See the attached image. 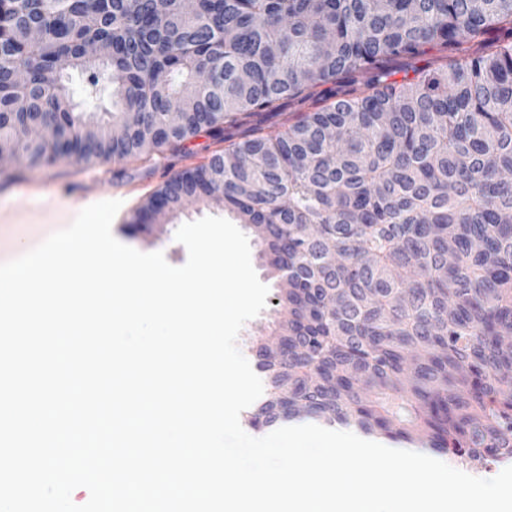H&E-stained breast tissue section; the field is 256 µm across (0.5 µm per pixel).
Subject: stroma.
Wrapping results in <instances>:
<instances>
[{
  "mask_svg": "<svg viewBox=\"0 0 512 512\" xmlns=\"http://www.w3.org/2000/svg\"><path fill=\"white\" fill-rule=\"evenodd\" d=\"M244 137L241 128L227 131L222 139L202 132L187 140L180 151L112 162L63 158L37 165L25 160L1 162L0 262L19 257L66 227L81 208L83 197L108 195L113 183L119 182L125 185L127 196L112 223L114 237L141 252H163L170 265H183L188 253L175 239L178 228L206 216H223V208L188 201L175 216L160 221L150 218L142 224L138 218L143 206L171 178L206 163ZM276 318L270 303L241 329L237 345L250 365H257L256 350L270 338Z\"/></svg>",
  "mask_w": 512,
  "mask_h": 512,
  "instance_id": "stroma-1",
  "label": "stroma"
}]
</instances>
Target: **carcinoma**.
I'll return each mask as SVG.
<instances>
[{
	"label": "carcinoma",
	"instance_id": "1",
	"mask_svg": "<svg viewBox=\"0 0 512 512\" xmlns=\"http://www.w3.org/2000/svg\"><path fill=\"white\" fill-rule=\"evenodd\" d=\"M194 11L0 0V145L32 163L71 145L86 162L120 161L255 118L245 140L149 202L220 201L261 239L288 227L274 331L298 351L258 363L270 393L250 423L303 413L480 467L512 457V0H196ZM31 29L38 39L22 36ZM493 31L504 37L467 53ZM94 42L112 45L111 61L85 60ZM437 45L456 55L264 126L307 89ZM71 69L89 94L112 73V112L89 141L71 136L91 123L67 101ZM175 96L195 105L172 125ZM44 112L58 113L46 136L19 138ZM221 169L217 190L209 174Z\"/></svg>",
	"mask_w": 512,
	"mask_h": 512
}]
</instances>
